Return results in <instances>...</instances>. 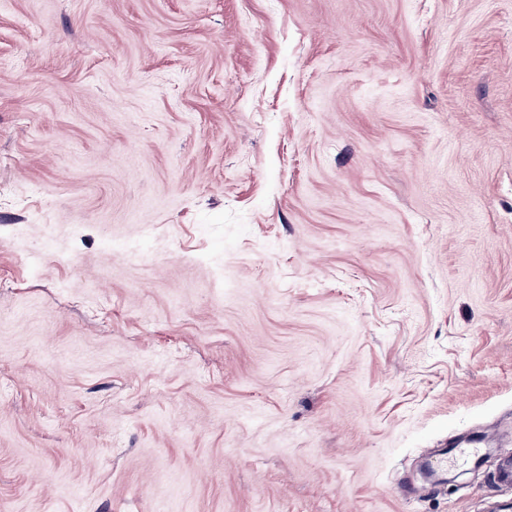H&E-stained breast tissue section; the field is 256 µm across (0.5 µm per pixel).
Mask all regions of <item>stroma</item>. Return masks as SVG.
<instances>
[{"label": "stroma", "instance_id": "stroma-1", "mask_svg": "<svg viewBox=\"0 0 512 512\" xmlns=\"http://www.w3.org/2000/svg\"><path fill=\"white\" fill-rule=\"evenodd\" d=\"M505 457L512 0H0V512H504Z\"/></svg>", "mask_w": 512, "mask_h": 512}]
</instances>
